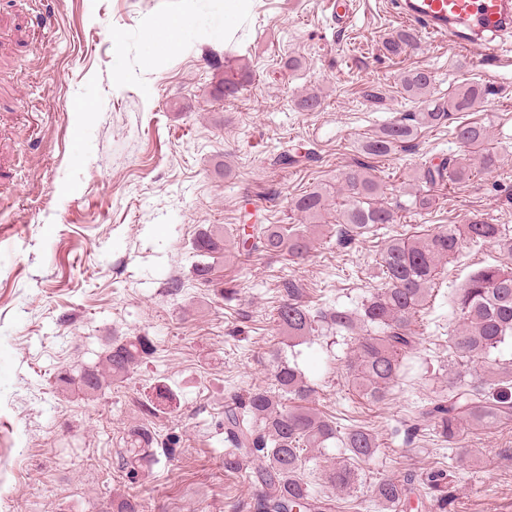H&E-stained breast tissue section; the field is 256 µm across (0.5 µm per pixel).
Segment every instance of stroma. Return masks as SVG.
<instances>
[{"mask_svg":"<svg viewBox=\"0 0 512 512\" xmlns=\"http://www.w3.org/2000/svg\"><path fill=\"white\" fill-rule=\"evenodd\" d=\"M225 0H0V512H112L113 494L144 512H254L258 492L244 472L224 471V400L270 386L286 336L275 320L281 278L300 280L313 310L354 309L383 286L378 260L389 236L422 235L482 219L512 234V64L463 52L418 33L415 48L387 55L401 28L395 0H352L334 24L329 0H253L226 37ZM189 16L177 45L158 20ZM301 60L298 70L284 58ZM250 78L237 96L215 93L232 69ZM423 68L433 95L470 83L489 87L479 108L423 127L386 157L361 150L383 124L418 106L401 75ZM375 89L378 100L364 96ZM317 92L321 107L296 102ZM489 131L498 163L470 181L435 187L423 212L365 237L316 239L302 260L256 255L228 265L235 293L222 297L191 278L192 242L212 224H297L293 198L322 188L332 224L346 199L345 172L367 165L388 202L403 201L425 160L467 151L459 122ZM296 148L297 165H273ZM498 256L468 246L438 267L420 338L383 405L348 382L355 337L319 332L292 350L314 389L311 404L380 444L361 467L360 498L376 480L441 466L449 499L425 512H512V423L466 429L448 449L416 420V407L446 389L454 321L450 299ZM184 287L173 293L171 279ZM152 337L157 350L97 400L78 385L59 393L118 336ZM175 400L150 417L157 382ZM173 448L129 482L118 464L130 424Z\"/></svg>","mask_w":512,"mask_h":512,"instance_id":"stroma-1","label":"stroma"}]
</instances>
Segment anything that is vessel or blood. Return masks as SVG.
I'll return each instance as SVG.
<instances>
[{"instance_id":"obj_1","label":"vessel or blood","mask_w":512,"mask_h":512,"mask_svg":"<svg viewBox=\"0 0 512 512\" xmlns=\"http://www.w3.org/2000/svg\"><path fill=\"white\" fill-rule=\"evenodd\" d=\"M398 14L432 38L451 34L460 48L478 49L497 62L504 59L495 37L512 26V0H398Z\"/></svg>"}]
</instances>
